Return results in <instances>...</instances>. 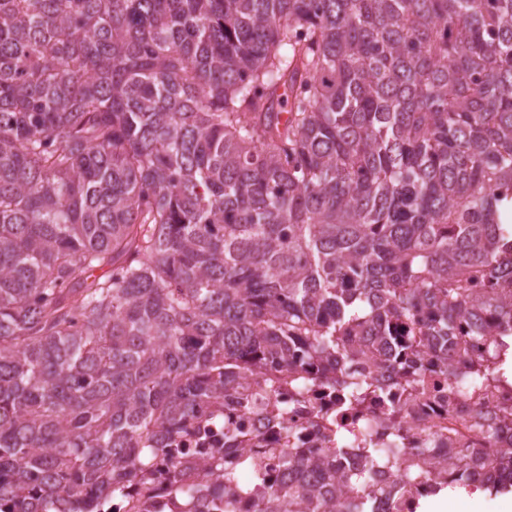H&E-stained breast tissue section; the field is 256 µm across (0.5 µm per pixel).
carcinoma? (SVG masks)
<instances>
[{"label":"carcinoma","mask_w":512,"mask_h":512,"mask_svg":"<svg viewBox=\"0 0 512 512\" xmlns=\"http://www.w3.org/2000/svg\"><path fill=\"white\" fill-rule=\"evenodd\" d=\"M510 207L512 0H0V512H153L164 482L188 512H374L375 470L395 504L512 488V447L339 420L403 410L370 354L408 401L428 373L512 384ZM247 372L282 429L281 387L324 383L336 446L275 467L227 420L199 469L179 443ZM383 415L384 407L379 404H374L366 411V415L362 418L363 420H361V422L359 420L354 421V419L349 416L345 419L344 424L354 429L355 435L359 438L371 439L372 442H374L379 438V428Z\"/></svg>","instance_id":"carcinoma-1"}]
</instances>
